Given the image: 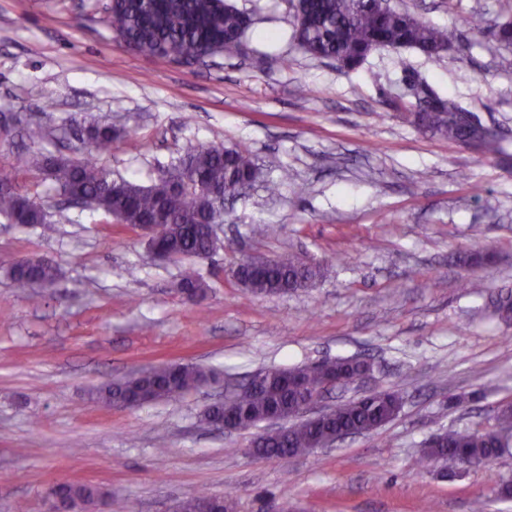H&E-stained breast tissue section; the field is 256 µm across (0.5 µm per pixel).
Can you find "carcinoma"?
<instances>
[{
  "mask_svg": "<svg viewBox=\"0 0 512 512\" xmlns=\"http://www.w3.org/2000/svg\"><path fill=\"white\" fill-rule=\"evenodd\" d=\"M301 10L295 22L293 38L314 58L326 59L343 69L360 65L379 49L412 48L429 59H437L448 47V32L418 16L389 7L385 0H300ZM104 24L130 51L190 64L199 56L239 53L251 19L227 0H111ZM435 105L427 112L410 115L415 127L453 142L477 133L474 126L460 120L464 108L452 98L434 95ZM117 133L109 125L88 127L91 150L103 154L112 150ZM18 167L35 178L50 180L63 196L82 198L95 210H101L122 224H150L163 214L167 224L165 245L177 258L202 259V253L214 257L217 248L209 246L208 226L224 223V210L210 205L203 189L226 194L239 191L259 165L245 149L216 146L190 148L179 162L168 168L152 186L144 187L125 179H112L105 169L89 160L65 155L29 151L16 158ZM0 215L21 224H41L44 211L9 182L0 181ZM492 260L491 253L473 247L458 256V261L481 266ZM21 286L30 282L54 283L60 269L45 261L37 266L11 269ZM243 290L253 297L282 294L293 289L311 288L324 277L320 264L307 265L298 255L275 258L264 272L251 271L240 261L231 271ZM180 287L192 299L204 297L208 285L193 268L184 271ZM362 361L350 358H326L292 368L298 382L296 391L280 385L279 372L267 376L266 385L244 393L238 404L239 425L247 430L265 419L271 411L289 413L306 393L323 386L332 375L351 374ZM214 379L207 369L188 364H167L142 378L134 375L118 384H106L97 390L105 403L123 406L140 392L153 401L176 399ZM404 397L397 391H381L371 397L346 401L325 421L302 422L287 431L268 432L261 448L267 458L287 462L309 454L336 433L369 434L397 417ZM500 442L493 433L448 431L446 446L424 449L422 462L433 465L463 453L471 459L493 460ZM56 488L75 505L94 503L99 491L90 485L61 482ZM213 495L201 491L181 502L180 512H202Z\"/></svg>",
  "mask_w": 512,
  "mask_h": 512,
  "instance_id": "1",
  "label": "carcinoma"
}]
</instances>
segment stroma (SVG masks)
I'll return each mask as SVG.
<instances>
[{
    "mask_svg": "<svg viewBox=\"0 0 512 512\" xmlns=\"http://www.w3.org/2000/svg\"><path fill=\"white\" fill-rule=\"evenodd\" d=\"M108 0H0V180L47 214L0 215V512H47L68 481L111 493L112 508L170 512L205 490L234 512H512V451L470 468L422 466L427 439L487 431L512 401V167L403 120L394 102L409 76L426 80L497 129L512 153V46L491 31L512 0H388L445 28L432 61L381 50L344 70L295 45V0H230L252 25L239 55L180 65L118 44L103 25ZM485 32L472 28L474 16ZM39 112L43 152L87 154L74 122L123 129L98 165L148 186L199 145L238 146L276 193L256 188L228 205L214 263H197L205 297L178 288L187 260L154 259L139 227L64 205L50 182L16 167L29 146L21 119ZM480 245L494 263L460 253ZM296 254L321 263L312 288L253 297L230 270L243 257ZM62 273L19 287L18 260ZM471 289H461V282ZM329 357L370 362L364 382L332 390L334 406L397 390L398 416L368 435L280 465L246 456L256 429L208 428L204 408L263 370ZM163 363H193L218 382L177 400L117 409L95 388Z\"/></svg>",
    "mask_w": 512,
    "mask_h": 512,
    "instance_id": "stroma-1",
    "label": "stroma"
}]
</instances>
